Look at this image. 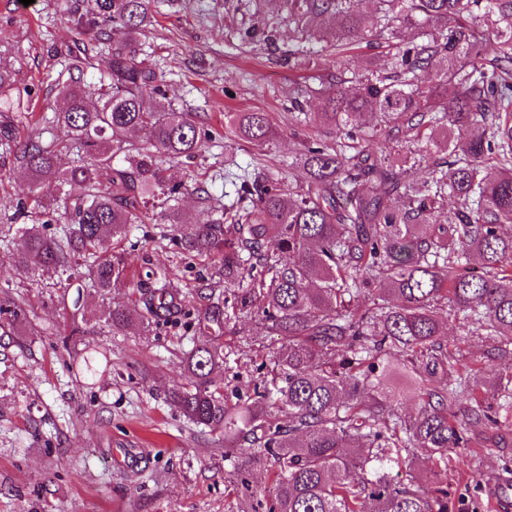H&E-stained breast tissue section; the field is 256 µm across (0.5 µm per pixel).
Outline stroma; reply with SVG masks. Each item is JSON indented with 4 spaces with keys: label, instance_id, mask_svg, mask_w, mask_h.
Here are the masks:
<instances>
[{
    "label": "stroma",
    "instance_id": "1",
    "mask_svg": "<svg viewBox=\"0 0 512 512\" xmlns=\"http://www.w3.org/2000/svg\"><path fill=\"white\" fill-rule=\"evenodd\" d=\"M93 2L33 0L23 7L0 0V45L12 49L14 88L27 104L25 112L0 114V126L14 134L13 145L0 143V303L15 302L27 313L16 324L0 314V512H251L268 486L266 470L247 455H225L223 434L188 420L169 399L193 347L184 312L224 311L219 263L184 250L176 225L137 224L114 246L128 264V280L108 295L84 294L76 309L57 297L75 296L84 278L33 277L11 262L18 238L9 201L30 187L16 147L39 131L56 79L68 70V46L88 37L69 22L70 6ZM147 6L151 24L139 56L163 73L173 107L208 134L195 158L168 164L170 183L182 187L177 205L194 224L236 201L226 172L304 184L307 175L294 160L304 140L321 132L320 76L351 78L368 61L386 60L376 39L341 55L327 50L312 67L301 63L296 25L254 10L249 0H147ZM228 112L266 113L269 142L257 147L224 136ZM157 265L168 271L179 310L148 326H106L101 316L113 304L141 309ZM76 325L82 335H72ZM441 340L477 367L493 345L457 320L444 324ZM216 342L227 364L212 378L228 394L256 379L281 345L247 313L228 321ZM96 348L107 351L109 362L84 375L82 358ZM490 446L487 454L468 448L453 454L448 491L465 512H493L490 485L512 480V425L494 433Z\"/></svg>",
    "mask_w": 512,
    "mask_h": 512
}]
</instances>
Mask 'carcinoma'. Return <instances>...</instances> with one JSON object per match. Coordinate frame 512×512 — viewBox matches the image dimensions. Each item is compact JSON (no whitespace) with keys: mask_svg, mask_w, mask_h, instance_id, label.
<instances>
[{"mask_svg":"<svg viewBox=\"0 0 512 512\" xmlns=\"http://www.w3.org/2000/svg\"><path fill=\"white\" fill-rule=\"evenodd\" d=\"M372 2L369 20L350 0H277L309 41L333 21L338 55L383 37L390 65L328 81L317 117L336 136L305 146L296 163L308 180L294 191L266 177L243 187L245 209L208 224L186 223L169 204L177 188L166 185L163 159L191 158L202 142L167 101L161 77L138 60L146 0L70 11L76 26L112 43L109 68L85 86L57 81L46 133L16 156L31 181L14 206L28 220L17 229L16 269L61 280L81 256L91 287L109 294L126 271L112 241L133 224H178L182 245L224 267L231 309L262 314L285 339L252 401L233 402L211 389L224 356L208 336L231 316L199 317L185 383L172 392L183 416L224 432V447L270 465L271 503L255 510L454 512L440 479L451 453L485 447L468 428L499 429L512 413V368L490 358L476 370L439 340L442 317L460 314L469 332L512 344V0ZM404 25L422 39L401 40ZM437 57L447 69L430 86L424 77ZM12 90V71L0 67V112L24 109ZM225 118L234 137L269 141L264 113ZM136 132L147 146L130 143ZM71 150L77 164L63 169L59 156ZM174 307L175 296L156 289L139 315L115 305L106 323L121 330ZM397 371L412 382L414 416L386 387ZM482 372L498 381L494 403L479 386ZM419 452L435 470L399 479Z\"/></svg>","mask_w":512,"mask_h":512,"instance_id":"carcinoma-1","label":"carcinoma"}]
</instances>
